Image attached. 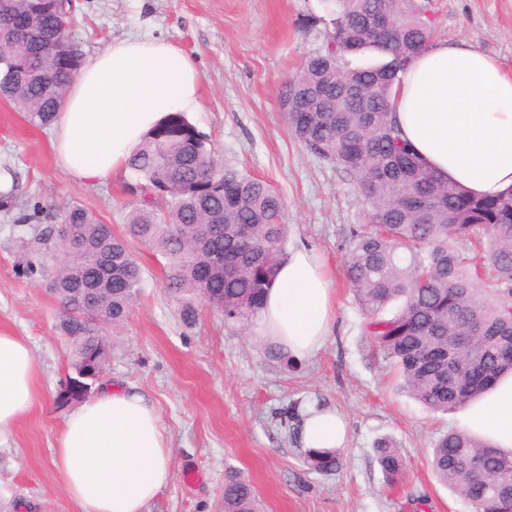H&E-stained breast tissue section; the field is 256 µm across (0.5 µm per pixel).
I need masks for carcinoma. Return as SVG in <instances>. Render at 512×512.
Wrapping results in <instances>:
<instances>
[{
	"label": "carcinoma",
	"instance_id": "obj_1",
	"mask_svg": "<svg viewBox=\"0 0 512 512\" xmlns=\"http://www.w3.org/2000/svg\"><path fill=\"white\" fill-rule=\"evenodd\" d=\"M326 44L306 57L280 90L292 135L336 166L359 194L364 223L349 226L345 277L365 317L363 332L392 360L402 389L433 411L461 408L512 373V194L476 196L429 168L403 137L390 112L398 73L433 46L431 0H331ZM29 35L0 37V97L33 126L52 125L62 100L45 84L65 88L81 66L69 13L60 0H0V14ZM374 13L393 22L389 39L375 37ZM367 50L381 61L353 66ZM349 88L358 95L346 94ZM130 187L125 234L117 235L87 207L64 209L69 241L58 242L42 209L17 205L8 191L0 206L17 209L13 225L26 269L48 273L70 344L71 375L102 377L111 347L103 330L126 320L142 283L127 245L135 239L167 262L174 295L212 298L224 321L247 326L285 259V201L268 182L224 167L183 113L170 114L126 162ZM470 250L487 253L477 264ZM397 310L386 314L394 302ZM388 480L405 462L377 446ZM479 459L480 481L467 464ZM310 465L331 470L338 451H311ZM436 478L481 512H512V452L466 431H451L432 450ZM224 512H261L256 490L241 476L224 484Z\"/></svg>",
	"mask_w": 512,
	"mask_h": 512
}]
</instances>
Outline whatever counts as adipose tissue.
Returning <instances> with one entry per match:
<instances>
[{
  "instance_id": "obj_1",
  "label": "adipose tissue",
  "mask_w": 512,
  "mask_h": 512,
  "mask_svg": "<svg viewBox=\"0 0 512 512\" xmlns=\"http://www.w3.org/2000/svg\"><path fill=\"white\" fill-rule=\"evenodd\" d=\"M202 84L192 57L175 45L130 37L112 43L79 71L54 131L68 176L103 181L123 168L168 113L194 112ZM393 116L438 175L472 194L512 192V73L467 43L441 40L416 56L391 95ZM327 258L293 250L281 264L257 317L261 336L288 357L313 356L333 323ZM35 401L27 342L0 332V435ZM464 430L512 451V374L461 412ZM305 447H341L346 424L312 409ZM77 512H143L171 479V459L155 404L133 388L107 387L67 416L51 457Z\"/></svg>"
}]
</instances>
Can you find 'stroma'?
<instances>
[{"instance_id": "1", "label": "stroma", "mask_w": 512, "mask_h": 512, "mask_svg": "<svg viewBox=\"0 0 512 512\" xmlns=\"http://www.w3.org/2000/svg\"><path fill=\"white\" fill-rule=\"evenodd\" d=\"M327 0H76L73 36L83 62L130 36L173 43L195 60L201 106L191 125L225 167L268 180L287 204V250L324 254L335 288L331 332L311 358L293 361L257 331L225 323L196 301L198 319H181L183 298L166 289L165 259L138 242L142 288L128 318L109 328L102 384L133 387L155 403L171 448L169 484L146 512H224L229 475L250 480L264 512H474L441 484L431 465L436 440L460 429V412L432 413L399 388L390 362L364 336V316L343 274L344 239L359 223L358 196L334 165L291 134L279 101L284 80L326 41ZM440 39L462 41L512 70V0H433ZM36 129L0 106V166L16 173L18 203L54 217L78 203L122 232L131 199L129 171L103 182L69 178ZM0 331L33 351L36 402L0 439V512H76L50 463L65 417L69 342L58 304L40 274L27 273L0 209ZM324 407L348 423L338 469L307 467L300 438L281 421L288 405ZM389 442L405 470L388 484L376 446Z\"/></svg>"}]
</instances>
